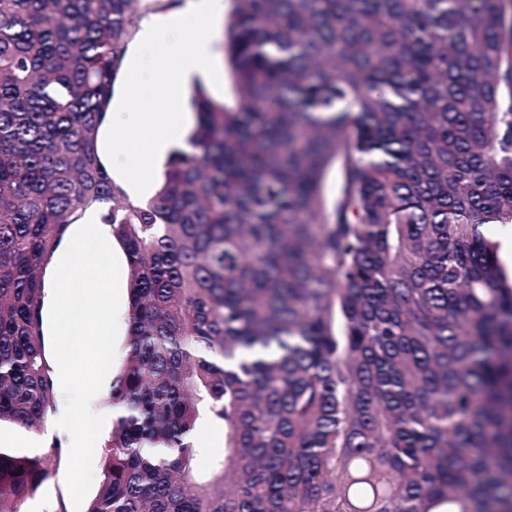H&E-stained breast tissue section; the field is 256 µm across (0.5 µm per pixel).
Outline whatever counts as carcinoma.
Segmentation results:
<instances>
[{
	"mask_svg": "<svg viewBox=\"0 0 512 512\" xmlns=\"http://www.w3.org/2000/svg\"><path fill=\"white\" fill-rule=\"evenodd\" d=\"M150 7L0 0V425L55 409L46 271L103 204L129 344L87 512H512V0H230V100L195 84L133 201L101 134ZM59 463L0 448V512ZM509 226H502L499 224H490L485 228V235L487 237H490L494 241L498 242L499 244V257L501 260L502 265L504 266L505 270L509 273L512 270V255L506 254L504 252V248L506 251L511 253L512 250V241L505 240L503 244V238L505 233L508 231ZM504 245V246H503ZM197 446L216 451L224 448V430L212 424H202L196 433Z\"/></svg>",
	"mask_w": 512,
	"mask_h": 512,
	"instance_id": "cac0c4a2",
	"label": "carcinoma"
}]
</instances>
